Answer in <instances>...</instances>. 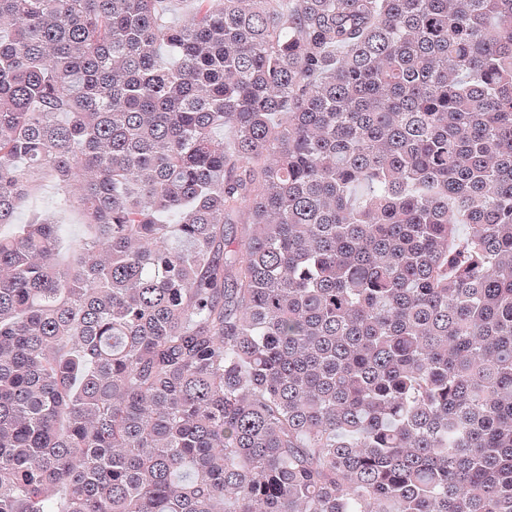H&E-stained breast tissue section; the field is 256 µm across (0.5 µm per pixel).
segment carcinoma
Returning <instances> with one entry per match:
<instances>
[{"label":"carcinoma","mask_w":512,"mask_h":512,"mask_svg":"<svg viewBox=\"0 0 512 512\" xmlns=\"http://www.w3.org/2000/svg\"><path fill=\"white\" fill-rule=\"evenodd\" d=\"M168 2L0 0V512H512V0ZM56 190L51 183H46L40 191L39 202L53 213L58 224H61L62 243L60 247L59 259L61 262H67L71 255V244L75 240L83 237L87 232L85 218L76 210H65L58 208L55 204Z\"/></svg>","instance_id":"1"}]
</instances>
